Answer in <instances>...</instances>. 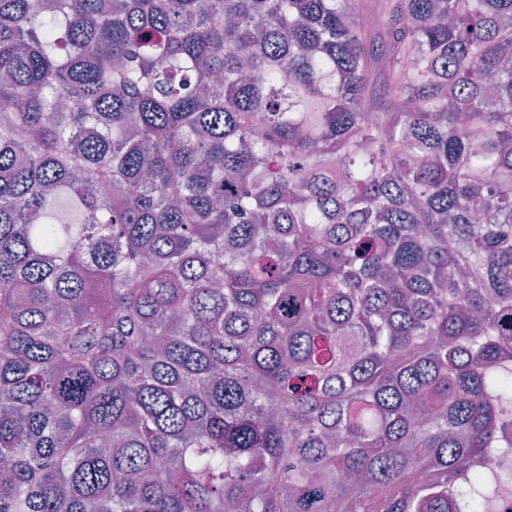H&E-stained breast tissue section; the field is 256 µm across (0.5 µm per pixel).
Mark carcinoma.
I'll return each instance as SVG.
<instances>
[{
	"mask_svg": "<svg viewBox=\"0 0 512 512\" xmlns=\"http://www.w3.org/2000/svg\"><path fill=\"white\" fill-rule=\"evenodd\" d=\"M507 175L512 0H0V512H488Z\"/></svg>",
	"mask_w": 512,
	"mask_h": 512,
	"instance_id": "cac0c4a2",
	"label": "carcinoma"
}]
</instances>
